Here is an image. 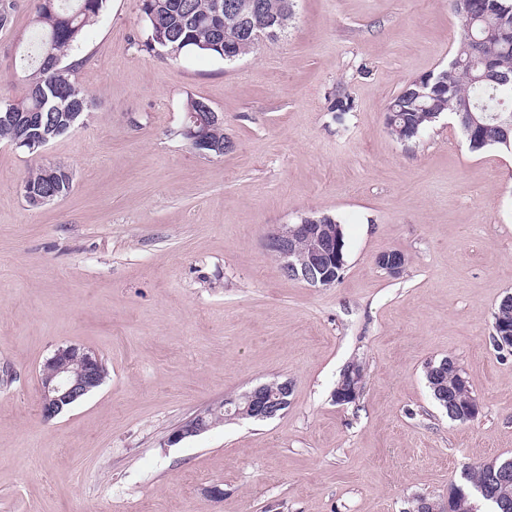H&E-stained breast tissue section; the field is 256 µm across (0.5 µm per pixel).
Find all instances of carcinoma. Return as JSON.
<instances>
[{
	"instance_id": "carcinoma-1",
	"label": "carcinoma",
	"mask_w": 512,
	"mask_h": 512,
	"mask_svg": "<svg viewBox=\"0 0 512 512\" xmlns=\"http://www.w3.org/2000/svg\"><path fill=\"white\" fill-rule=\"evenodd\" d=\"M106 0H53L51 8L37 7L32 20L33 35L28 47L20 56L28 69L27 91L19 99L0 98V141L12 145L22 139L28 142L22 149L31 154L41 150L40 143L71 132L77 126L78 112L88 111L83 92L73 79L72 65L64 63L74 46L104 10ZM140 11L146 22L147 49L167 42L166 49L178 58L192 53L202 56H221L217 44L224 37L227 19L215 15V0H139ZM263 12L256 21L263 22L268 15H284L291 19L287 6L293 0H260ZM470 12L488 19L487 40L479 45L465 37L457 41L452 58L453 65L432 74L430 95L419 97L416 86L406 84L386 107L385 125L389 134L399 138L408 129L413 132L411 141L432 126L442 114L458 118L469 148L480 152L487 148H504L503 141L512 140V86L505 87L496 76L512 73V0H468ZM473 112L481 117L482 128L472 134L461 121L464 114ZM50 186L56 197L65 196L72 187V175L64 167H40L23 183L22 190ZM512 329V305L502 300L497 306L492 322V340ZM441 362L428 364L426 377L436 402L448 401V417L464 421L470 406L469 393L453 388L456 362L448 360L441 379L431 377ZM469 480L459 485L458 500L452 512H464L472 482L482 480L481 468L468 470Z\"/></svg>"
}]
</instances>
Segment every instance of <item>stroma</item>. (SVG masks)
Returning <instances> with one entry per match:
<instances>
[{
  "mask_svg": "<svg viewBox=\"0 0 512 512\" xmlns=\"http://www.w3.org/2000/svg\"><path fill=\"white\" fill-rule=\"evenodd\" d=\"M36 0L0 28V95ZM448 0H294L287 31L229 64L147 51L138 0H107L72 52L91 109L40 154L0 142V512H411L467 469L512 456V353L493 313L512 293V152L470 151L441 117L413 143L388 101L451 61ZM354 102L344 123L338 94ZM234 143L198 154L187 98ZM66 167L41 207L28 173ZM338 218L331 288L289 278L266 249L278 224ZM397 249V276L375 263ZM97 353L104 383L53 420L38 376L61 345ZM455 360L481 406L451 420L426 382ZM364 369L339 405L344 368ZM288 408L168 445L205 408L273 380ZM223 495L210 497L211 486ZM51 186L54 190L36 189L29 192L26 197L28 201L36 203L37 206L46 205L55 199L65 196L72 187V175L65 168L61 166H46L40 167L35 172H32L23 183V194L31 187H44ZM56 195V196H55Z\"/></svg>",
  "mask_w": 512,
  "mask_h": 512,
  "instance_id": "1",
  "label": "stroma"
}]
</instances>
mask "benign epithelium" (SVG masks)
I'll return each mask as SVG.
<instances>
[{
  "mask_svg": "<svg viewBox=\"0 0 512 512\" xmlns=\"http://www.w3.org/2000/svg\"><path fill=\"white\" fill-rule=\"evenodd\" d=\"M466 0H459V14L467 18L469 40L479 43L481 30L468 8ZM261 3L257 0H217L215 8L236 20L234 29L226 32V37L235 41L254 45L266 39L278 37L284 27V20L275 16L264 23L253 22ZM222 118L217 112H188L184 117L183 136L190 145L205 156L219 155L221 145L213 142L211 129ZM307 237L317 241V248L305 251L298 247L299 239ZM267 250L278 258L285 271L314 288H330L340 279L344 266L341 243L334 224H281L274 227L266 236ZM376 264L389 274L399 275L407 264L404 252L386 251L376 258ZM104 364L93 351L76 345L59 346L55 349L39 372V412L43 420L51 421L70 409L104 381ZM291 392V384H283L282 391L271 393L259 385L245 392L244 410L236 413L256 420L268 419L276 415L283 406L285 396ZM209 427L204 415L199 414L175 429L167 438L168 445H176L186 438L195 436ZM485 480L475 486V502L468 505L470 512H478L480 500H489L498 490L512 483V457L494 459L482 464Z\"/></svg>",
  "mask_w": 512,
  "mask_h": 512,
  "instance_id": "benign-epithelium-1",
  "label": "benign epithelium"
}]
</instances>
